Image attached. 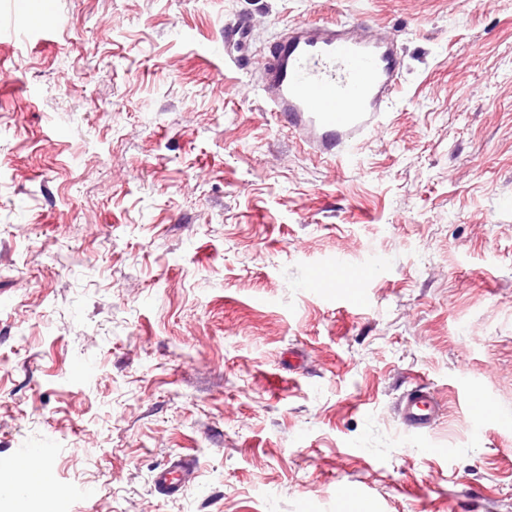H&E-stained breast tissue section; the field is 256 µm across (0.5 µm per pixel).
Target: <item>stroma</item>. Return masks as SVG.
<instances>
[{"instance_id":"stroma-1","label":"stroma","mask_w":512,"mask_h":512,"mask_svg":"<svg viewBox=\"0 0 512 512\" xmlns=\"http://www.w3.org/2000/svg\"><path fill=\"white\" fill-rule=\"evenodd\" d=\"M331 21L403 60L348 165L251 86ZM505 413L512 0H0V476L48 440L45 512H512ZM250 34L249 26L246 22L237 21L231 25L224 26V66L234 65L238 69L242 66L238 57L231 53L235 47L244 41ZM241 69V68H240ZM440 412L435 396L426 388H412L401 402L398 417L405 431L423 435L434 426ZM192 475L191 468L184 464L164 467L155 474V490L164 496L179 495L188 485Z\"/></svg>"}]
</instances>
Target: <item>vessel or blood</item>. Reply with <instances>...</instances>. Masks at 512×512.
Instances as JSON below:
<instances>
[{
	"mask_svg": "<svg viewBox=\"0 0 512 512\" xmlns=\"http://www.w3.org/2000/svg\"><path fill=\"white\" fill-rule=\"evenodd\" d=\"M250 34L244 22L224 27V62L239 65L235 47ZM272 64L262 75L258 92L269 111L287 116L332 155L342 156L358 135L377 126L389 108L401 78L402 61L391 32H365L354 23L297 22L271 47ZM440 412L426 388H412L398 417L405 431L423 435ZM193 472L184 464L160 469L156 491L181 494Z\"/></svg>",
	"mask_w": 512,
	"mask_h": 512,
	"instance_id": "b4317fda",
	"label": "vessel or blood"
}]
</instances>
